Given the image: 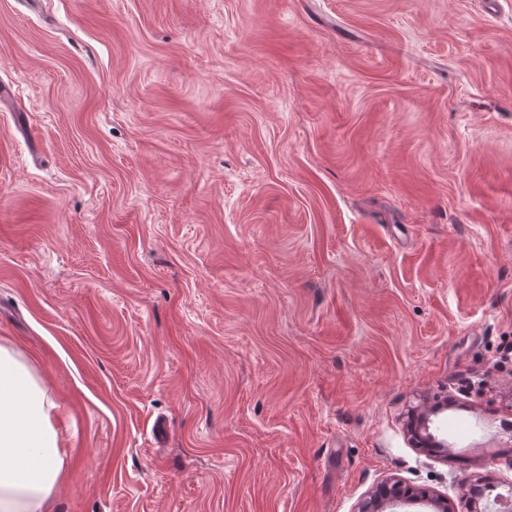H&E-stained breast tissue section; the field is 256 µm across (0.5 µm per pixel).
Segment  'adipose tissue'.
I'll use <instances>...</instances> for the list:
<instances>
[{"instance_id": "adipose-tissue-1", "label": "adipose tissue", "mask_w": 512, "mask_h": 512, "mask_svg": "<svg viewBox=\"0 0 512 512\" xmlns=\"http://www.w3.org/2000/svg\"><path fill=\"white\" fill-rule=\"evenodd\" d=\"M57 410L21 353L0 345V512H49L66 462Z\"/></svg>"}]
</instances>
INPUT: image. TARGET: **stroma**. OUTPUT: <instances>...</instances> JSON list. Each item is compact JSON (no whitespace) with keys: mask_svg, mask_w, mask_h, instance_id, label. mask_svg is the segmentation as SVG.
Segmentation results:
<instances>
[{"mask_svg":"<svg viewBox=\"0 0 512 512\" xmlns=\"http://www.w3.org/2000/svg\"><path fill=\"white\" fill-rule=\"evenodd\" d=\"M0 88L51 512L512 489V0H0ZM436 406L430 410H423L417 412L412 410L409 414V421L407 423V434L409 436L410 444L413 448H428L435 453L444 452L442 448L446 446L429 432V419L427 412H435Z\"/></svg>","mask_w":512,"mask_h":512,"instance_id":"1","label":"stroma"}]
</instances>
